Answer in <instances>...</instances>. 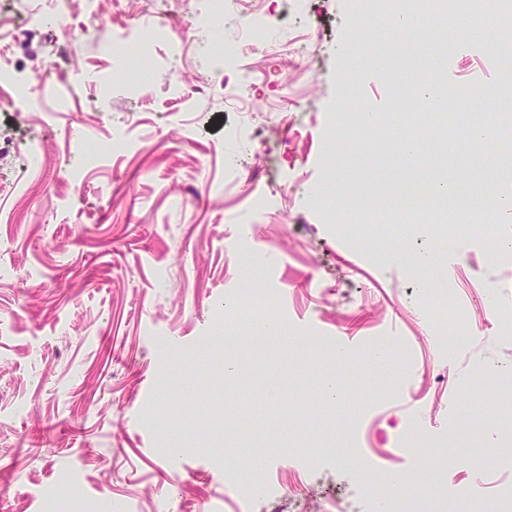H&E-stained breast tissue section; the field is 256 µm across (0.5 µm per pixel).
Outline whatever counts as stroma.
<instances>
[{"mask_svg": "<svg viewBox=\"0 0 512 512\" xmlns=\"http://www.w3.org/2000/svg\"><path fill=\"white\" fill-rule=\"evenodd\" d=\"M260 37L240 64L265 69L242 85L216 45L241 36L249 17L214 19L207 41L186 47L178 72L150 46L153 27L178 32L207 0H102L113 28L138 38L76 43L57 28L18 20L0 44L22 76L52 69L58 112L29 86L25 113L0 87V512H242L225 476L274 482L306 498L360 499L371 474L392 470L472 505L496 489L512 457L500 428L512 382V113L495 140L497 171L477 175L466 145L443 158L369 135L365 114L418 125L425 107L405 99L424 62L393 27L362 35L356 0H309L318 32L315 74L293 75L261 51L287 19L284 0H254ZM444 86L483 90L466 112L505 111L488 94L499 69L484 42L451 39ZM301 112L286 113L288 93ZM254 104L252 120L237 108ZM347 111L335 140L334 105ZM44 144L30 173L24 147ZM488 193L493 222L433 249L431 225L397 226L354 202L419 190L441 179ZM397 238L377 254L349 231ZM434 251L456 294L451 324L468 345L440 344L413 253ZM275 308L239 301L243 275ZM247 336L277 324L293 339L318 331L325 348L271 350L242 361L220 349L224 324ZM402 348L372 360L371 345ZM333 377L336 394L323 380ZM439 441L423 459L399 450L408 427Z\"/></svg>", "mask_w": 512, "mask_h": 512, "instance_id": "obj_1", "label": "stroma"}]
</instances>
